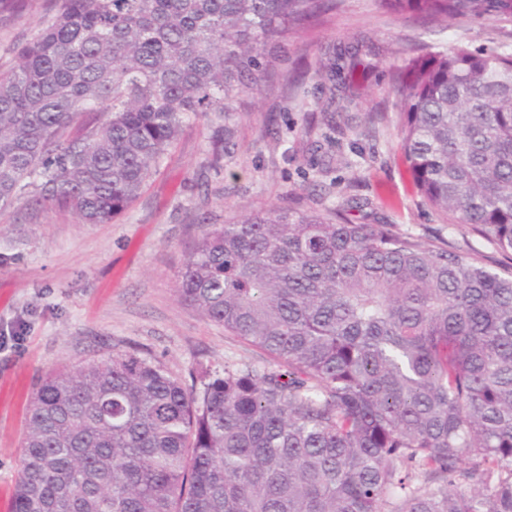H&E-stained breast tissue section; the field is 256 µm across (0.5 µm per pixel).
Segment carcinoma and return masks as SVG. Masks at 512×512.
<instances>
[{"label":"carcinoma","mask_w":512,"mask_h":512,"mask_svg":"<svg viewBox=\"0 0 512 512\" xmlns=\"http://www.w3.org/2000/svg\"><path fill=\"white\" fill-rule=\"evenodd\" d=\"M0 70V212L110 224L192 118L228 119L345 0H46ZM445 24L512 0H382ZM328 104L336 59L320 63ZM400 149L436 210L512 253V51L404 59ZM178 300L280 370L186 385L135 352L33 390L11 512H512V271L332 212L206 233Z\"/></svg>","instance_id":"obj_1"}]
</instances>
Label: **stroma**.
Segmentation results:
<instances>
[{
	"label": "stroma",
	"mask_w": 512,
	"mask_h": 512,
	"mask_svg": "<svg viewBox=\"0 0 512 512\" xmlns=\"http://www.w3.org/2000/svg\"><path fill=\"white\" fill-rule=\"evenodd\" d=\"M45 0L0 13V69L10 48L37 26ZM465 43L489 51L512 44V21L486 19L432 32L391 15L379 0H345L335 20L288 40V58L272 81L246 98L229 124L221 170L210 167V124L186 127L138 200L109 224H83L55 209L23 205L0 213V512H9L21 466L28 397L52 369L145 348L174 374L224 361L270 366L261 352L204 321L176 296L178 274L194 243L221 224L272 206L336 208L355 224H389L427 246L449 242L488 268L512 266L471 225H450L418 193L403 163L392 117V92L403 57L421 44ZM356 50V95L338 118L339 132L304 129L306 113L325 105L315 71L334 50ZM366 112L388 122L361 128ZM335 136L334 162L323 170L318 141Z\"/></svg>",
	"instance_id": "1"
}]
</instances>
